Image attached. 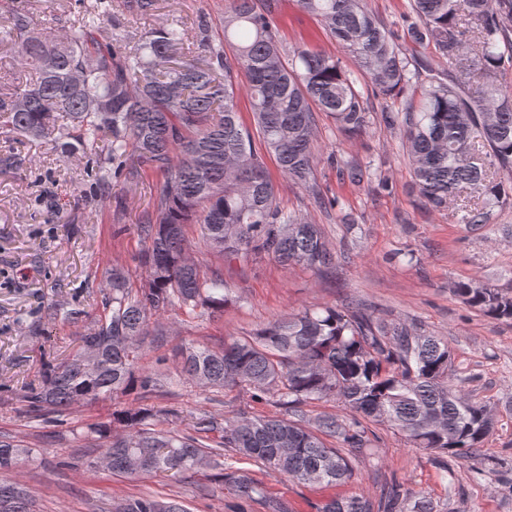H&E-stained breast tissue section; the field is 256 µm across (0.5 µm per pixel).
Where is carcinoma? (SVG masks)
<instances>
[{
    "label": "carcinoma",
    "instance_id": "cac0c4a2",
    "mask_svg": "<svg viewBox=\"0 0 512 512\" xmlns=\"http://www.w3.org/2000/svg\"><path fill=\"white\" fill-rule=\"evenodd\" d=\"M347 57L302 41L283 50L278 20L282 0H224V40L212 45L206 25L190 33L179 20L150 27L139 42L114 37L115 13L150 20L158 0H69L52 31L37 28L30 12L15 10L0 26V43L18 48L27 76L0 86V112L9 130L29 141L50 140L66 159H87L90 189L109 193L114 181L132 182L145 168L163 181L136 233L143 245L140 284L112 269L106 309L80 337L71 358L48 362L41 382L25 392L34 417L74 404L153 390L158 379L139 366L138 344L153 317L172 308L202 307L224 314L229 300L224 270L208 273L192 259L185 226L197 224L205 245L223 262L265 255L279 263L328 271L336 252L320 225L281 209L265 166L272 157L282 177L314 190L317 114L339 129L361 133L369 94L396 98L433 63L408 56L395 34L363 0H295ZM407 34L434 47L455 76L432 81L402 109L400 122L411 172L429 207L466 195L461 223L489 224L494 208L512 199L500 173L512 175V0H412ZM196 42L204 57L190 56ZM483 81L470 83L475 66ZM248 96L255 129L240 120L239 93ZM109 135L104 159H91ZM477 197L479 201L469 203ZM455 292L494 319L512 320V293L470 280ZM182 372L201 388L242 387L271 399L287 416L219 421L196 418L191 430L153 428L157 414L125 407L112 421L89 427L100 455L91 462L131 481L159 473L191 472L210 460L237 495L236 512L251 504L265 512H293L267 495L262 483L235 467L245 458L268 472L305 484L336 487L355 477L353 462L371 448L374 428L401 433L411 447L448 457L481 452L494 421L489 402L454 380L448 340L410 321L386 319L349 306L305 308L233 338L215 350L181 347ZM330 398L348 413L309 416L304 407ZM124 434H112V424ZM30 449L0 437V512H32L27 491L12 479ZM186 512L180 500L127 497L114 510ZM317 512H434L431 500L390 481L377 503L332 496Z\"/></svg>",
    "mask_w": 512,
    "mask_h": 512
}]
</instances>
